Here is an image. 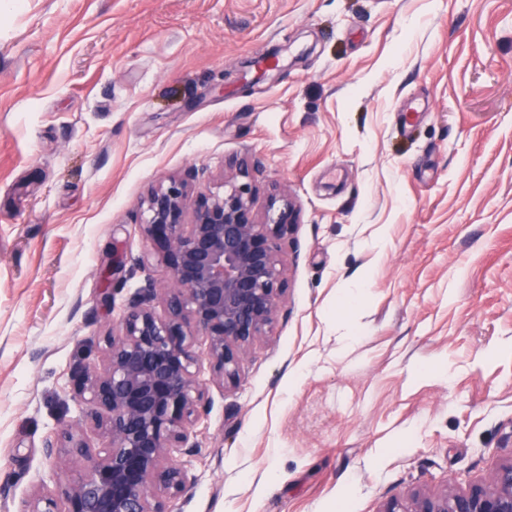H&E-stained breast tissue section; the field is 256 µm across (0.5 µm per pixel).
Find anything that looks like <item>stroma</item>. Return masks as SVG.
Listing matches in <instances>:
<instances>
[{
    "instance_id": "1",
    "label": "stroma",
    "mask_w": 512,
    "mask_h": 512,
    "mask_svg": "<svg viewBox=\"0 0 512 512\" xmlns=\"http://www.w3.org/2000/svg\"><path fill=\"white\" fill-rule=\"evenodd\" d=\"M236 156L298 206L286 293L236 385L200 359L172 512H381L512 460V0H0V512L83 471L46 444L167 277L148 186Z\"/></svg>"
}]
</instances>
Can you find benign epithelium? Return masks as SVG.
<instances>
[{
	"label": "benign epithelium",
	"mask_w": 512,
	"mask_h": 512,
	"mask_svg": "<svg viewBox=\"0 0 512 512\" xmlns=\"http://www.w3.org/2000/svg\"><path fill=\"white\" fill-rule=\"evenodd\" d=\"M221 195L191 194L197 171L149 189L143 201L144 235L159 242L170 279H149L131 298L118 329L107 337L99 365L82 371L77 392L92 410L93 429L109 439L104 455L89 458L85 473L65 494V512H171L169 502L187 474L174 453L196 447L206 386L198 378V339L222 384H234L253 347L270 336L285 292L284 257L297 209L272 194L255 214L253 166L232 159ZM165 302L156 312L155 302ZM80 423L50 441L46 452L67 468L70 455H87ZM20 512H59L38 491ZM381 512H512V461L476 491L416 492Z\"/></svg>",
	"instance_id": "benign-epithelium-1"
}]
</instances>
